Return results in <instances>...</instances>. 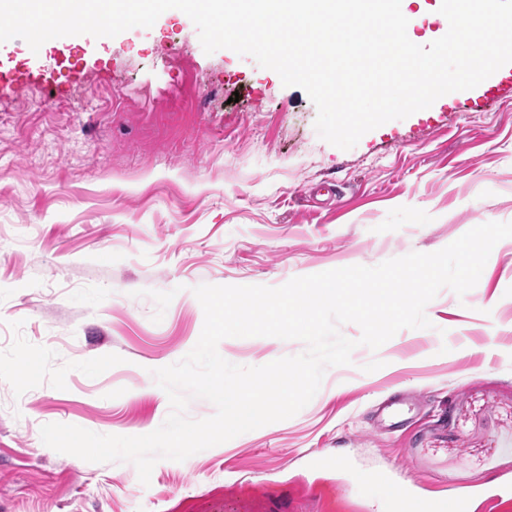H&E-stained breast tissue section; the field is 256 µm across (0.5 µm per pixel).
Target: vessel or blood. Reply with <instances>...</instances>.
Segmentation results:
<instances>
[{
    "label": "vessel or blood",
    "instance_id": "obj_1",
    "mask_svg": "<svg viewBox=\"0 0 512 512\" xmlns=\"http://www.w3.org/2000/svg\"><path fill=\"white\" fill-rule=\"evenodd\" d=\"M47 48H40L38 53L28 54L24 64H14L9 56L0 52V84L8 83L21 89L31 85L48 84L54 81V68L45 66ZM425 487L417 483L409 488L404 499L405 512H447L448 507H455L462 512L465 504L471 500H480L485 512H500L501 507L512 503V475L502 474L491 487L468 489H449L448 500L425 502Z\"/></svg>",
    "mask_w": 512,
    "mask_h": 512
}]
</instances>
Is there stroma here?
<instances>
[{"instance_id": "35a3bbf8", "label": "stroma", "mask_w": 512, "mask_h": 512, "mask_svg": "<svg viewBox=\"0 0 512 512\" xmlns=\"http://www.w3.org/2000/svg\"><path fill=\"white\" fill-rule=\"evenodd\" d=\"M52 55L57 86L0 88V512H402L395 467L436 497L512 472V238L427 305L431 328L357 347L294 417L160 460L149 484L45 445L49 423L163 424L152 372L195 347V286L278 287L512 222V92L448 93L342 150L302 88L206 54L177 9ZM304 349L218 345L243 366Z\"/></svg>"}]
</instances>
